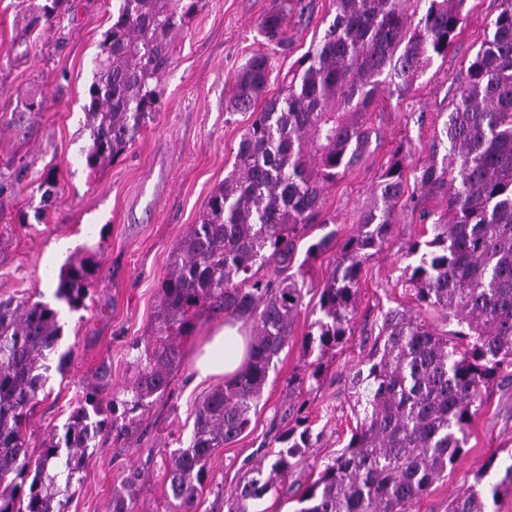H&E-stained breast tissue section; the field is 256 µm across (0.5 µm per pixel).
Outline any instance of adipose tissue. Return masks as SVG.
<instances>
[{
    "instance_id": "obj_1",
    "label": "adipose tissue",
    "mask_w": 512,
    "mask_h": 512,
    "mask_svg": "<svg viewBox=\"0 0 512 512\" xmlns=\"http://www.w3.org/2000/svg\"><path fill=\"white\" fill-rule=\"evenodd\" d=\"M246 345L239 324L227 323L216 329L194 361L196 380L231 378L242 366Z\"/></svg>"
}]
</instances>
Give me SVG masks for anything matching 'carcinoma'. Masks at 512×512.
<instances>
[{
    "label": "carcinoma",
    "mask_w": 512,
    "mask_h": 512,
    "mask_svg": "<svg viewBox=\"0 0 512 512\" xmlns=\"http://www.w3.org/2000/svg\"><path fill=\"white\" fill-rule=\"evenodd\" d=\"M73 0H46L28 30L50 26ZM333 0L335 16L278 93L267 96L271 56L252 55L234 77L231 106L257 112L240 137L233 169L211 192L198 223L176 245L160 283L154 336L134 345L136 374L112 397V421L94 420L88 394L62 436L29 451L23 428L48 376L46 353L58 347L59 311L21 299L0 302V512H64L86 451L107 427L122 435L167 390L182 362L180 340L206 310L251 322L248 358L234 378L213 388L195 411L188 445L170 456L174 512H198L208 465L248 428L270 372L288 346L304 288L295 275L257 277L272 260L288 261L294 243L321 219L325 196L354 167L371 142L364 118L384 91L404 94L459 34L467 0ZM204 0H115L89 86L88 168L121 157L158 111L162 79L185 21ZM286 14L261 22L271 48L283 44ZM492 34L470 62L443 134L455 167L429 166L421 187L448 190V218L432 238L407 250L418 256L405 269L417 304L458 330L436 333L410 308L388 310L381 336L350 384L363 417L343 451L323 464L297 499L296 512H410L463 457L468 431L482 406L481 388L512 370V0H500ZM405 167L393 162L378 178L356 233L335 257L323 283L319 317L303 338L316 358L297 387L320 383L323 358L351 334L362 266L394 233V209L404 193ZM336 231L311 243L307 258L333 249ZM100 262L73 261L59 275L55 297L70 309L86 306ZM307 417L278 437L280 449L256 475L227 496V512H257L277 481L296 468L310 446ZM138 473L112 493V512H137ZM483 476L457 493L448 512H488Z\"/></svg>",
    "instance_id": "obj_1"
}]
</instances>
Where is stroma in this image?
<instances>
[{
	"mask_svg": "<svg viewBox=\"0 0 512 512\" xmlns=\"http://www.w3.org/2000/svg\"><path fill=\"white\" fill-rule=\"evenodd\" d=\"M280 2L205 0L176 44L155 119L123 156L93 171L85 164L90 139L84 107L99 44L112 24L113 0H74L71 12L33 40L25 37L28 19L45 0H0V183L9 186L0 196V301L57 304L62 324L60 344L48 359L49 378L28 421L30 451L62 433L88 392L109 405L113 393L134 376L132 345L154 330L170 256L231 171L240 137L254 119L253 113L230 109L231 84L249 57L267 50L260 23ZM302 4L303 11L290 14L284 26L287 46L270 52V91L297 68L334 17L331 0ZM498 9L497 0H467L447 56L435 58L409 92L378 97L366 116L375 132L368 153L325 196L324 216L336 229L337 242H344L355 234L379 175L395 159L404 161L406 188L394 213L395 232L362 267L348 340L325 355L319 386L303 396L311 440L305 461L261 501L262 512H296L304 487L348 443L362 414L349 376L367 358L383 313L414 305L403 285L404 269L412 262L407 248L430 238L448 199L446 190L420 188L417 178L426 167H449L442 124L455 102L456 81L490 36ZM32 96L43 99L42 111H26ZM50 172L55 175L51 188L44 184ZM322 234L320 225H312L296 244L287 271L301 275L302 310L248 429L212 457L198 512H227V492L249 476L292 420L298 398L290 389L306 369L302 340L330 262L326 254L307 260L306 249ZM62 239L73 242L78 256L92 253L100 262L86 305L78 310L56 303L43 290L45 282L58 278L50 250ZM223 321L206 311L198 315L183 339V364L168 391L157 397L134 433L99 437L66 512H109L113 492L133 467L141 473L140 512H170L169 455L187 442L195 409L214 387L210 381L193 383V356L209 330ZM66 350L72 356L59 365ZM466 449L411 512H448L453 495L478 479L484 488L499 489L487 504L489 512H512V488L498 485L512 465L511 378H495L484 388Z\"/></svg>",
	"mask_w": 512,
	"mask_h": 512,
	"instance_id": "35a3bbf8",
	"label": "stroma"
}]
</instances>
